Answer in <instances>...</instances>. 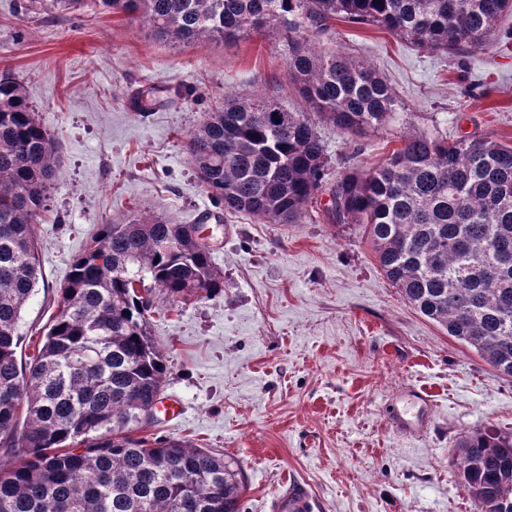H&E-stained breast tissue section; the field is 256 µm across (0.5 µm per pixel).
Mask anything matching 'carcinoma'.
I'll return each mask as SVG.
<instances>
[{"label":"carcinoma","mask_w":512,"mask_h":512,"mask_svg":"<svg viewBox=\"0 0 512 512\" xmlns=\"http://www.w3.org/2000/svg\"><path fill=\"white\" fill-rule=\"evenodd\" d=\"M173 43L288 39V75L342 132L363 135L400 103L372 67L323 55L306 33L341 17L426 52L479 48L512 0H99ZM187 150L228 215L297 224L329 194L331 224L362 225L380 271L415 310L512 379V146L410 135L372 172L332 176L306 112L260 94H226ZM59 175L51 134L12 73L0 72V512H241L235 462L177 440L136 437L153 417L166 365L147 312L149 280L185 301L224 287L211 248L164 215L105 224L71 265L61 307L32 361L18 323L39 279L35 227ZM25 420H20V411ZM457 470L480 512L512 507V435L461 441Z\"/></svg>","instance_id":"cac0c4a2"}]
</instances>
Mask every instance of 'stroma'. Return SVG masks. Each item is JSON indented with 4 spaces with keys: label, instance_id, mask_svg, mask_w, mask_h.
I'll return each mask as SVG.
<instances>
[{
    "label": "stroma",
    "instance_id": "1",
    "mask_svg": "<svg viewBox=\"0 0 512 512\" xmlns=\"http://www.w3.org/2000/svg\"><path fill=\"white\" fill-rule=\"evenodd\" d=\"M496 31L480 49L428 53L380 27L333 20L315 38L319 51L371 66L403 105L364 136L318 121L333 169L378 168L406 132L511 146L512 13ZM288 57L276 35L176 44L94 0L73 12L0 0V70L24 84L61 165L36 227L43 277L21 313L17 356L36 353L71 262L100 225L135 210L199 225L224 288L186 303L153 291L162 394L181 415H157L144 436L237 461L242 512H270L292 481L315 512H477L457 473L459 443L474 431L512 434V381L410 307L360 226L328 224L327 196L298 224L243 213L219 222L185 150L228 91L308 111ZM159 89L183 95L151 111L128 108L129 96ZM409 389L431 394V419L404 435L390 412L415 413Z\"/></svg>",
    "mask_w": 512,
    "mask_h": 512
}]
</instances>
